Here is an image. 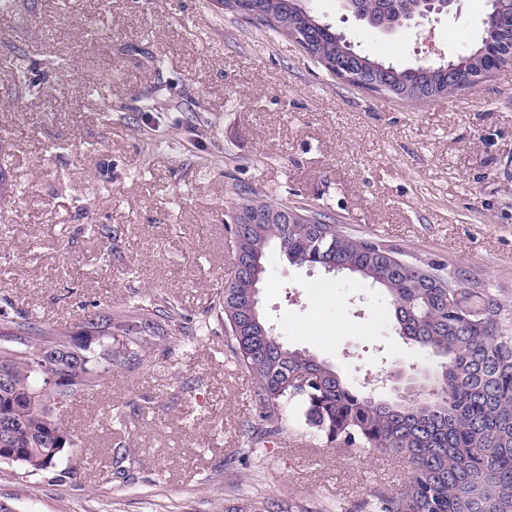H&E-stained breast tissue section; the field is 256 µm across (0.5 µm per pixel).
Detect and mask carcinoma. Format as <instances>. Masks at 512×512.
<instances>
[{"instance_id":"1","label":"carcinoma","mask_w":512,"mask_h":512,"mask_svg":"<svg viewBox=\"0 0 512 512\" xmlns=\"http://www.w3.org/2000/svg\"><path fill=\"white\" fill-rule=\"evenodd\" d=\"M253 19L277 34L299 31L308 54L328 73L340 60L367 81L380 80L384 93L403 94L401 101L417 104L448 96L463 79L469 84L486 77L483 61L493 53L500 64L512 63V0L488 9L484 26L492 43L480 40L456 69L443 62L399 69L355 51L301 0H249ZM421 0H349L351 10L379 26L401 27ZM242 208L286 211L290 206L266 199H246ZM314 224H264L249 236L243 224L229 230L236 248L252 257L277 245L294 265L323 266L376 283L367 271L383 278L379 286L393 308L399 335L434 358L436 367L413 382L411 391L385 403L348 385L334 366L306 351L285 346L262 333L252 320L259 303L248 298L250 281L238 278L224 287V332L230 358L256 383L258 419L246 432L258 444L280 431L282 417L294 406L305 425L336 447L344 457L380 453L405 461L408 476L391 493H376L364 504L368 512H512V306L484 288L467 286L445 266L411 262L389 245L351 235L317 207H300ZM180 316L172 304L149 310L132 303L122 319L110 312L87 313L76 328L36 323L16 310L0 308V362L9 363L11 384L0 388V412L15 413L9 447L17 458L0 464L28 472H45L71 448L79 447L55 406L99 386L102 373L132 363L151 362L153 348L167 343ZM120 330L124 337L112 335ZM96 345H91V341ZM43 351L60 356L65 380L52 387L53 367L41 366Z\"/></svg>"}]
</instances>
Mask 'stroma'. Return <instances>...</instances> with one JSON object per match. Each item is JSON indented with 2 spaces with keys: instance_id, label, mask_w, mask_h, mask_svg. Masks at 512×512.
<instances>
[{
  "instance_id": "1",
  "label": "stroma",
  "mask_w": 512,
  "mask_h": 512,
  "mask_svg": "<svg viewBox=\"0 0 512 512\" xmlns=\"http://www.w3.org/2000/svg\"><path fill=\"white\" fill-rule=\"evenodd\" d=\"M312 6L357 52L404 68L467 52L488 0L390 35L336 0ZM63 59L72 72H59ZM0 175V298L63 327L91 311L122 315L136 299L170 303L181 333L70 405L80 474L67 456L34 475L0 464V502L14 512H230L247 495L271 512H362L371 493L404 483L405 464L343 458L294 409L249 449L254 383L226 357L215 315L241 196L319 207L355 236L466 271L512 303V64L408 105L331 76L288 37L213 0H14L0 16ZM319 281L334 290L318 304L308 286ZM259 301L280 341L361 392L385 397L389 371L429 365L395 331L381 288L289 264L279 247L267 252ZM316 311L345 331L300 334Z\"/></svg>"
}]
</instances>
